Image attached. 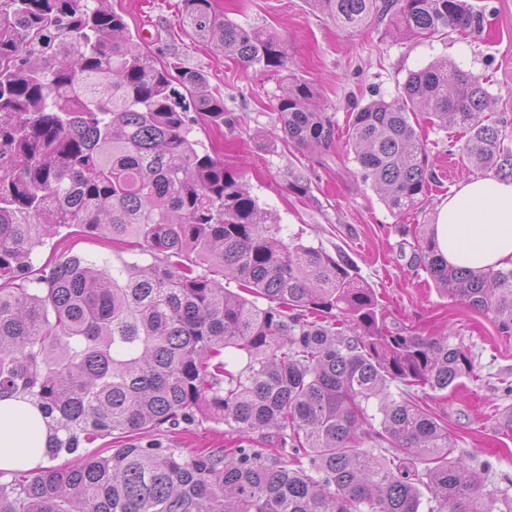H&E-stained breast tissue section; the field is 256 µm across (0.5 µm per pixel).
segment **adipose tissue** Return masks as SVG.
Masks as SVG:
<instances>
[{"mask_svg": "<svg viewBox=\"0 0 512 512\" xmlns=\"http://www.w3.org/2000/svg\"><path fill=\"white\" fill-rule=\"evenodd\" d=\"M434 238L450 265L479 270L512 264V181L463 182L437 208ZM48 429L32 402L0 400V471L41 467Z\"/></svg>", "mask_w": 512, "mask_h": 512, "instance_id": "adipose-tissue-1", "label": "adipose tissue"}]
</instances>
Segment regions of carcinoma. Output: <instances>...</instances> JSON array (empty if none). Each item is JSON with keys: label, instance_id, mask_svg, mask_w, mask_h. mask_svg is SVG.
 <instances>
[{"label": "carcinoma", "instance_id": "1", "mask_svg": "<svg viewBox=\"0 0 512 512\" xmlns=\"http://www.w3.org/2000/svg\"><path fill=\"white\" fill-rule=\"evenodd\" d=\"M181 2L179 23L216 52L282 74L284 141L329 148L332 121L276 32L230 21L215 0ZM309 2L350 33L385 18L425 37L486 22L471 0ZM175 80L199 116L235 123L204 74L158 61L111 0H0V400L38 406L45 456L76 455L13 471L0 512H512L508 490L489 489L493 456H453L444 417L422 405L474 374L472 352L389 326L346 256L285 242L242 176L191 137ZM489 108L451 61L409 74L396 97L354 109L358 174L394 215L422 203L421 113L463 130L471 163L512 177ZM288 188L306 197L310 181L290 167ZM73 226L137 259L36 266V246ZM412 248L438 290L512 337V267H452L426 224ZM201 419L237 446L184 456L139 440L77 455ZM260 430L278 454L254 447ZM124 435H114L106 438L98 439L92 444H82L79 454H88L93 452L105 453L108 455L112 452V448H123L133 437H120Z\"/></svg>", "mask_w": 512, "mask_h": 512}]
</instances>
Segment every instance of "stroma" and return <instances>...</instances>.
<instances>
[{
	"instance_id": "obj_1",
	"label": "stroma",
	"mask_w": 512,
	"mask_h": 512,
	"mask_svg": "<svg viewBox=\"0 0 512 512\" xmlns=\"http://www.w3.org/2000/svg\"><path fill=\"white\" fill-rule=\"evenodd\" d=\"M485 7L489 33L464 36L448 30L428 39L389 32L387 22L349 33L313 9L309 0H217L218 10L245 27L274 29L288 46L297 77L312 84L334 124V141L323 154L301 152L272 138L281 79L245 67L194 39L178 22L181 0H112L132 34L161 61L179 59L182 67L203 73L224 97L234 126L197 122L193 135L201 147L217 152L226 168L243 174L259 204L280 219L284 238L301 237L329 254L344 253L359 277L375 288L392 317L424 336L451 335L471 349L476 373L447 400L433 402L445 413L457 454L494 453L498 487L512 485V437L497 434L503 406L498 380L512 378V337L498 335L488 316L442 294L425 273L410 265L404 224H431L437 207L462 182L483 177L463 152L449 153L461 139L458 128L422 124L436 183L422 205L397 217L370 185L357 177L346 148L352 107L372 96L391 98L408 74L450 59L483 81L491 96L490 119L496 120L505 149L512 151V0H475ZM300 167L311 181L303 198L288 189L289 166ZM39 262L65 253L102 255L120 266L128 257L85 233L60 234L36 247ZM165 446L189 456L206 448H226L232 440L224 424L203 420L190 430L162 433Z\"/></svg>"
}]
</instances>
